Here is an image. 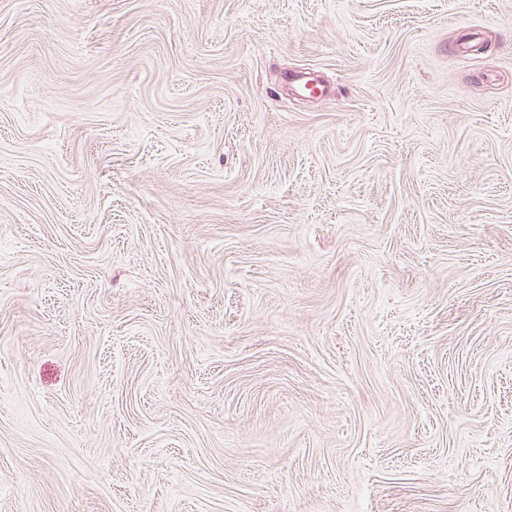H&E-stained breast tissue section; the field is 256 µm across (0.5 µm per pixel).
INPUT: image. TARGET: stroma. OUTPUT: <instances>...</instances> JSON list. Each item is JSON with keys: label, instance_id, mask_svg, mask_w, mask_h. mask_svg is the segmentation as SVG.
Masks as SVG:
<instances>
[{"label": "stroma", "instance_id": "obj_1", "mask_svg": "<svg viewBox=\"0 0 512 512\" xmlns=\"http://www.w3.org/2000/svg\"><path fill=\"white\" fill-rule=\"evenodd\" d=\"M0 512H512V0H0Z\"/></svg>", "mask_w": 512, "mask_h": 512}]
</instances>
